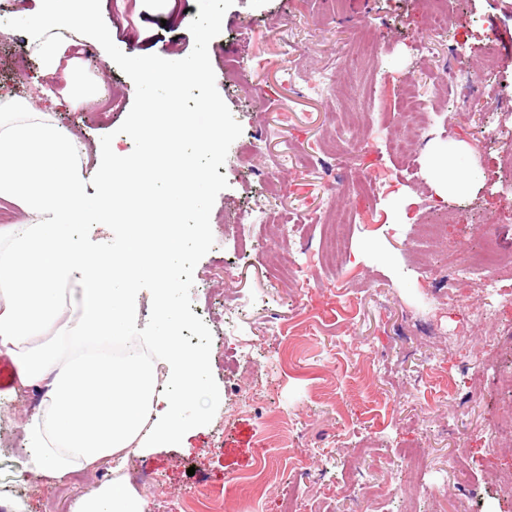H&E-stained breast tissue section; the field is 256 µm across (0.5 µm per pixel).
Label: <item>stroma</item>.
<instances>
[{
    "label": "stroma",
    "mask_w": 512,
    "mask_h": 512,
    "mask_svg": "<svg viewBox=\"0 0 512 512\" xmlns=\"http://www.w3.org/2000/svg\"><path fill=\"white\" fill-rule=\"evenodd\" d=\"M448 28L433 33L429 0H235L220 34L208 47L217 89L243 132L231 145L219 174L228 186L210 215L214 247L194 270L191 310L212 332L210 364L220 405L209 425L188 431L181 444L136 453L159 476L138 488L159 512L208 490L222 495L224 512H280L282 476L294 472V455L261 441L260 425L238 411L240 386L264 367L262 410L276 431L287 412L291 437L309 450L310 471L301 491L323 512H512V490L502 473L512 472V441L496 432L512 429L502 417L512 402V312L472 331L465 352L448 355V339L467 326L472 305L484 294L466 288L449 294V260L463 246L490 241L502 260L482 270L512 286V0H447ZM196 0H97L96 20L116 27V45L126 54L186 57ZM381 44L378 56L361 62L362 76L341 109L357 115L354 131L369 136L367 173H386L389 191L369 201L330 197L356 175L339 164L329 110L298 80L315 68L342 71L362 30ZM287 33V41L276 33ZM32 37L14 26L0 30V96L34 98L41 111L83 142L113 135L124 156L133 142L118 131L135 97V86L95 42L83 51L84 76L104 70L117 104L108 118L92 107L70 108L61 83L44 75L33 56ZM497 63L495 88L474 84L475 98L492 97L487 111L436 92L439 73L458 76L486 57ZM424 100L439 99L416 149L417 164L404 166L390 150L395 117L382 99L398 102L407 80ZM278 126L269 143L262 131ZM293 162L278 173L283 196L265 192L264 172L282 147ZM452 148L472 176L467 191L439 195L431 189L436 149ZM350 208L346 252L318 259L329 203ZM268 221L237 238L235 224L255 209ZM445 223L439 242L429 224ZM295 255L309 268L306 282H276L277 265ZM230 278H223V270ZM246 302L225 322V289ZM425 448L429 462L418 473L398 468L411 444ZM459 457V473L448 469ZM28 452L14 424L0 417V512L18 503L22 512H43L54 501L68 512L74 490L60 479L47 485L27 473ZM275 477L263 487L246 477L259 466ZM388 480L382 499L364 487Z\"/></svg>",
    "instance_id": "35a3bbf8"
}]
</instances>
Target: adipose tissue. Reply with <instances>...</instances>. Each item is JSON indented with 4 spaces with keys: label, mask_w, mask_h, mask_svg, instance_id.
<instances>
[{
    "label": "adipose tissue",
    "mask_w": 512,
    "mask_h": 512,
    "mask_svg": "<svg viewBox=\"0 0 512 512\" xmlns=\"http://www.w3.org/2000/svg\"><path fill=\"white\" fill-rule=\"evenodd\" d=\"M40 38L48 75L60 74L75 104L99 94L104 77L86 83L55 29L79 28L102 47L112 33L95 25L94 0L80 11L49 7L20 19ZM86 148L53 115L22 98H0V211L17 213L0 226L11 248L0 254V354L18 368L22 387L40 398L16 421L31 448L30 473L46 482L124 451L152 447L177 437L198 417L208 362L181 348L176 245L151 293L162 333L139 334V276L132 259L142 243L134 225L121 240L92 242L78 225L109 221L124 162L99 148L92 168ZM177 386L156 390L158 367ZM71 512H144L142 501L120 482L81 495Z\"/></svg>",
    "instance_id": "1"
}]
</instances>
